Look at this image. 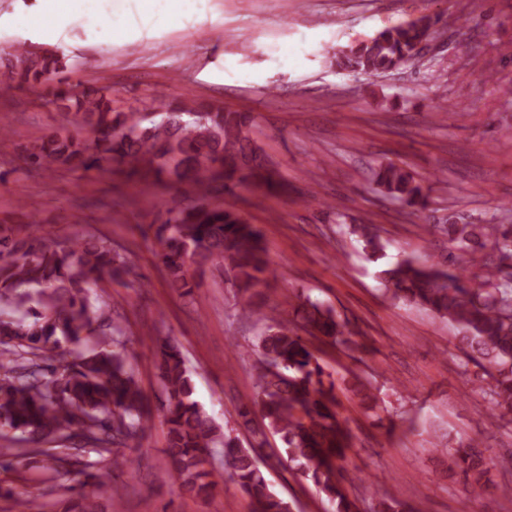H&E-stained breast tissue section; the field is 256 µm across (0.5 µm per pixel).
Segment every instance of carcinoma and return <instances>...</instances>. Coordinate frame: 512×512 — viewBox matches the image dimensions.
<instances>
[{
    "label": "carcinoma",
    "instance_id": "1",
    "mask_svg": "<svg viewBox=\"0 0 512 512\" xmlns=\"http://www.w3.org/2000/svg\"><path fill=\"white\" fill-rule=\"evenodd\" d=\"M433 34L427 16L379 31L336 49L331 64L338 70L377 75L418 58V47ZM15 78L20 83L58 80L67 68L63 55L23 45L15 50ZM75 108L77 135L56 136L33 145L32 168L102 171L114 165L143 182L168 176L198 186L221 180L224 189L271 187L274 176L250 137L252 116L181 105H160L148 112H116L112 93L96 95L59 90ZM221 170L211 172V164ZM385 195L423 212L428 195L413 174L389 162L374 173ZM455 248L468 252L491 238L495 249L471 259L478 274L463 267L441 270L416 259H403L380 271L392 297L424 308L454 324L468 360L490 378L486 394L498 410L512 412V259L511 224H446ZM353 232L375 260L383 257L373 224H356ZM169 287L189 293L193 264L204 273L220 268L233 287L247 297L268 280L269 262L261 230L222 208L193 205L169 208L155 226ZM128 272L124 258L104 239L18 237L0 225V428L36 441L65 431L84 432L96 452L132 448L143 438L152 408L134 377L121 326L89 293V284ZM35 306L18 312L28 300ZM295 313L309 336L340 342L346 325L334 311L306 301ZM112 336L113 348L90 354L83 347L95 336ZM262 359L256 366L257 400L266 428L279 436L280 453L323 492L334 512H358L339 481L341 463L351 447L347 420L339 412L335 384L323 381L324 369L283 317L259 336ZM158 365L165 399L167 474L194 496H209L221 474L212 465V450L224 445V464L257 512H290L259 465L258 442L248 448L220 432L212 416L194 400L190 372L180 351L165 342ZM451 465L461 473L467 492L485 484L490 461L477 445L458 448Z\"/></svg>",
    "mask_w": 512,
    "mask_h": 512
}]
</instances>
